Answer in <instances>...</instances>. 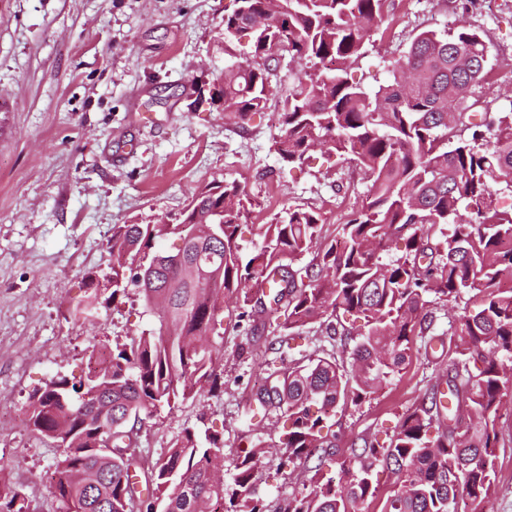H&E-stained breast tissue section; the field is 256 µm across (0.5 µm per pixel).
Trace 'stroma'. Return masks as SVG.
<instances>
[{"instance_id": "1", "label": "stroma", "mask_w": 512, "mask_h": 512, "mask_svg": "<svg viewBox=\"0 0 512 512\" xmlns=\"http://www.w3.org/2000/svg\"><path fill=\"white\" fill-rule=\"evenodd\" d=\"M234 0H0V456L10 478L39 506L61 512L50 492L60 450L28 427V397L54 376L87 370L91 347L151 329L137 292L75 319L83 275L108 266L116 224L175 221L211 180L244 186L247 221L266 224L288 209L319 213L327 229L365 201L370 181L355 164L314 152L304 167L282 163L273 144L280 107L245 128L224 119L217 79L250 55L249 37L222 48L217 33ZM465 24L488 45V74L469 97L477 113L512 107V0H389L384 23L364 48L365 78L388 65L419 30ZM270 331L247 334L225 324L210 337L220 393H207L145 418L138 444L164 457L184 429L224 432V460L247 442L270 451L256 493L270 512L285 507L308 476L274 448L277 416H251L246 394L263 375L250 353ZM448 354L419 353L404 373L361 405L337 413L343 443L393 433L448 373ZM496 492L489 512H512V402L497 422Z\"/></svg>"}]
</instances>
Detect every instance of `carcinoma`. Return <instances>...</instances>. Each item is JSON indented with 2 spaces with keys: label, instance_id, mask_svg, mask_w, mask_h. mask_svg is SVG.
Instances as JSON below:
<instances>
[{
  "label": "carcinoma",
  "instance_id": "carcinoma-1",
  "mask_svg": "<svg viewBox=\"0 0 512 512\" xmlns=\"http://www.w3.org/2000/svg\"><path fill=\"white\" fill-rule=\"evenodd\" d=\"M224 35L251 36V57L224 69V118L245 128L273 95L285 46L294 78L282 98L274 151L303 163L316 143L355 164L371 185L365 202L335 235L320 216L293 208L258 224L262 244L243 256L238 240L250 200L235 182L213 180L194 193L175 224H117L109 272H88L89 318L128 293L108 296L96 280L133 285L157 315L150 330L92 346L85 378L57 376L29 398L27 424L64 445L52 495L62 512H198L201 501H228L225 512H267L254 485L266 446L254 444L224 473V437L185 429L167 455L137 461V424L158 408L222 384L206 337L224 321L210 298L235 299L252 329L273 321L280 347L312 324L344 341L350 365L300 354L267 367L250 397L253 414H276L288 427L276 447L312 473L285 512H368L376 470L396 476L382 512H488L495 492V418L512 384V206L496 186L512 187V109L475 123L468 98L485 76L487 44L465 25L423 30L374 87L350 81L387 0H236ZM466 202L470 215L460 213ZM220 224L200 245L195 224ZM179 241L168 252L157 243ZM137 257L161 258L154 283L141 288ZM273 281L271 289L262 282ZM465 295L476 304L452 317L448 337L434 335L435 309ZM448 345L455 407L440 417L435 394L403 417L388 444L362 437L338 448L336 413L358 406L412 363L416 338ZM0 460V512H37Z\"/></svg>",
  "mask_w": 512,
  "mask_h": 512
}]
</instances>
